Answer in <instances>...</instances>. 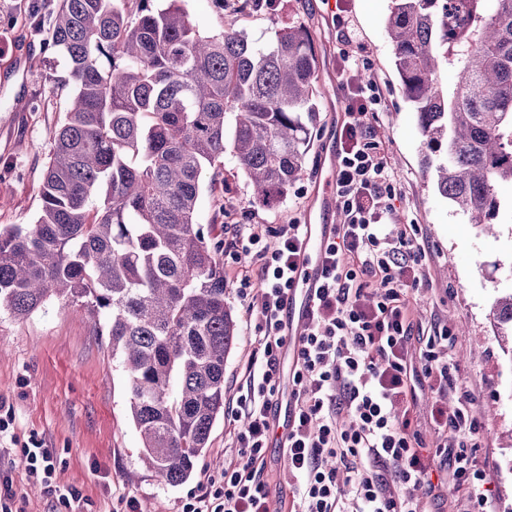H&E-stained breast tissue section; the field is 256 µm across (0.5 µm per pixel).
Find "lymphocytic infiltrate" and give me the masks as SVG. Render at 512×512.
<instances>
[{
  "label": "lymphocytic infiltrate",
  "instance_id": "obj_1",
  "mask_svg": "<svg viewBox=\"0 0 512 512\" xmlns=\"http://www.w3.org/2000/svg\"><path fill=\"white\" fill-rule=\"evenodd\" d=\"M359 59H343L347 90L339 132L336 205L343 222L321 251V283L312 296L301 336L287 338L283 320L295 286L303 225L269 230L247 224L235 240L251 254L257 285L246 308L251 352L235 412L246 425L236 435L239 457L221 479H206L182 512H271L266 452L281 394V359L291 347L292 415L285 456L293 512H429L416 488L435 492L449 482L466 494L468 512H492L491 489L475 450L479 427L472 393L459 385L449 354L450 328L415 337L414 290L425 283L426 252L415 225L391 232L393 173L368 139L369 119L381 95L376 83H353ZM455 390L454 407L434 402L440 434L426 446L414 409L420 389ZM52 449L33 442L24 450L26 476L59 500L77 503L79 490L54 481Z\"/></svg>",
  "mask_w": 512,
  "mask_h": 512
}]
</instances>
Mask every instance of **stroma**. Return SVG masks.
Here are the masks:
<instances>
[{
	"label": "stroma",
	"instance_id": "35a3bbf8",
	"mask_svg": "<svg viewBox=\"0 0 512 512\" xmlns=\"http://www.w3.org/2000/svg\"><path fill=\"white\" fill-rule=\"evenodd\" d=\"M193 26L244 32L269 43L283 28L303 25L318 59V118L310 128L300 176L274 207L258 203L232 153H225L223 189L203 186L197 223L213 228V238L231 242L237 225L337 224L341 215L328 204L326 177L336 174L334 152L346 96L340 78L344 54L363 59L356 77L376 82L381 104L371 138L389 157L394 173L392 199L398 224L418 227L427 250L426 288L412 300L421 332L435 325L454 333L459 381L474 395L479 424L477 457L491 480L496 512H512V338L492 315L497 297L512 291V186L498 188V235L487 238L469 224L436 186L434 168L423 163L425 149L413 103L397 73L387 19L392 0H181ZM346 13L348 35L336 29ZM0 225L32 223L41 206L44 173L54 136L64 118L70 91L66 59L46 49L27 0H0ZM8 406L11 435L0 437V470L12 473L17 512H71L44 486L28 482L23 450L31 440L53 449L58 484L82 493L80 512H123L124 498L138 499L143 512H180L201 490L206 475H219L235 459L234 435L243 422L224 414L214 424L208 449L194 475L172 487L142 459V441L130 410L127 373L113 355L108 337L95 335L84 313L50 299L18 319L0 309V405Z\"/></svg>",
	"mask_w": 512,
	"mask_h": 512
}]
</instances>
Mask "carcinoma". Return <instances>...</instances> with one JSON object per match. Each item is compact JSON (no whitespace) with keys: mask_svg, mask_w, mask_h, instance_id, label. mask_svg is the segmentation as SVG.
Masks as SVG:
<instances>
[{"mask_svg":"<svg viewBox=\"0 0 512 512\" xmlns=\"http://www.w3.org/2000/svg\"><path fill=\"white\" fill-rule=\"evenodd\" d=\"M180 0H61L49 47L73 86L32 224L0 227V308L25 318L57 298L84 310L128 372L145 463L176 486L224 412L238 325L222 244L196 223L201 181L224 184L226 144L258 202L303 169L317 57L293 26L257 45L202 33ZM395 66L439 193L484 234L512 185V0H394ZM457 70L453 90L442 63ZM493 313L512 329V292Z\"/></svg>","mask_w":512,"mask_h":512,"instance_id":"cac0c4a2","label":"carcinoma"}]
</instances>
